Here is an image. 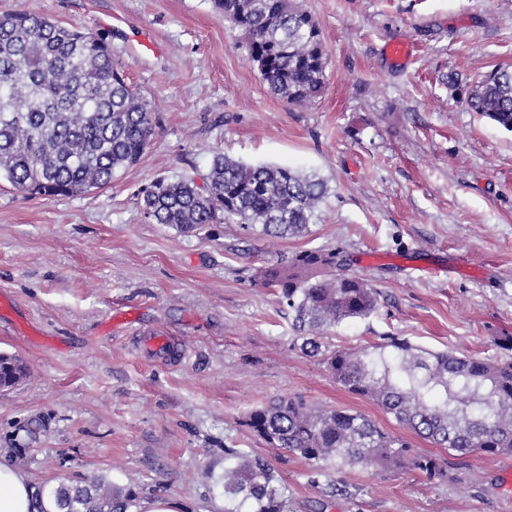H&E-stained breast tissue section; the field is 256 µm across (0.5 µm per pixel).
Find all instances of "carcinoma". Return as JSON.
<instances>
[{
    "label": "carcinoma",
    "mask_w": 512,
    "mask_h": 512,
    "mask_svg": "<svg viewBox=\"0 0 512 512\" xmlns=\"http://www.w3.org/2000/svg\"><path fill=\"white\" fill-rule=\"evenodd\" d=\"M245 37L249 61L269 91L309 107L326 82L327 51L315 18L297 0H214ZM468 107L512 132V70L496 68L468 91ZM155 132L150 105L127 84L108 44L92 32L30 9L0 16V178L30 195L103 188L136 165ZM327 196L323 179L289 167L214 157L203 187L192 177H160L140 192L145 218L183 236L237 219L270 239L310 232ZM255 282L279 290L304 346L346 319L375 312L378 293L346 272L342 251L302 250L260 267ZM323 354V353H321ZM338 384L403 427L458 456L512 452V361L433 351L388 338L368 348L323 354ZM19 360L0 355V384L20 377ZM247 425L267 443L331 467L412 466L443 475L440 461L411 453L367 416L280 399L251 411ZM234 512H280L271 468L246 453L224 458L220 478ZM56 512H128L122 487L93 477L41 491Z\"/></svg>",
    "instance_id": "1"
}]
</instances>
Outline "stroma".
Wrapping results in <instances>:
<instances>
[{
  "label": "stroma",
  "mask_w": 512,
  "mask_h": 512,
  "mask_svg": "<svg viewBox=\"0 0 512 512\" xmlns=\"http://www.w3.org/2000/svg\"><path fill=\"white\" fill-rule=\"evenodd\" d=\"M329 53L310 108L273 96L212 0H0L103 37L149 102L155 135L104 188L33 197L0 180V352L26 372L0 390V463L34 490L105 476L129 512L165 496L231 512L224 458L266 462L283 512H512V453L459 457L336 383L257 269L341 248L378 291L326 350L393 336L508 358L512 336V133L472 112L471 84L512 68V0H299ZM413 47L393 64L387 42ZM313 172L329 188L309 235L277 240L235 221L185 237L145 219L159 176L203 181L216 154ZM167 340L163 351L151 342ZM360 412L446 474L311 464L247 426L272 400Z\"/></svg>",
  "instance_id": "1"
}]
</instances>
